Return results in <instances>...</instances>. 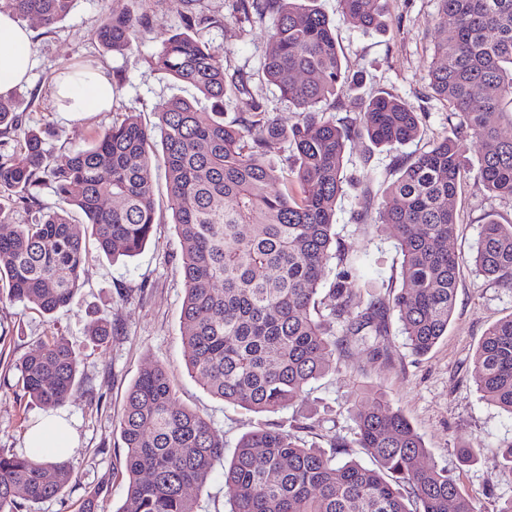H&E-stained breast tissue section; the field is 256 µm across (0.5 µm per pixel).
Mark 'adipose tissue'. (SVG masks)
Here are the masks:
<instances>
[{
    "label": "adipose tissue",
    "mask_w": 512,
    "mask_h": 512,
    "mask_svg": "<svg viewBox=\"0 0 512 512\" xmlns=\"http://www.w3.org/2000/svg\"><path fill=\"white\" fill-rule=\"evenodd\" d=\"M34 64L31 29L12 13L0 12V98L26 82ZM55 89L62 112H100L112 106V85L99 74L61 76Z\"/></svg>",
    "instance_id": "1"
}]
</instances>
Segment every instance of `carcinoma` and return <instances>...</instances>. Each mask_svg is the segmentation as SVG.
Segmentation results:
<instances>
[{
	"label": "carcinoma",
	"instance_id": "carcinoma-1",
	"mask_svg": "<svg viewBox=\"0 0 512 512\" xmlns=\"http://www.w3.org/2000/svg\"><path fill=\"white\" fill-rule=\"evenodd\" d=\"M243 18L273 15L265 81L290 100L301 119L285 127L261 109L241 75L227 76L222 57L202 40L215 23L191 16L152 65L192 88L172 98L152 128L133 115L98 133L92 143L58 161L42 131L22 129L0 101V223L13 209L28 215L0 235V282L10 301L45 316L70 305L81 287L85 245L71 222L74 211L99 250L114 258L139 254L156 224L155 137L163 146L170 208L180 244L185 287L182 336L191 376L224 403L271 414L301 397L308 385L340 368L336 353L354 341L375 356L376 343L396 314L411 351L428 353L448 335L460 259L448 248L458 221L454 200L467 164L457 141L471 138L483 152L477 177L491 192L512 198V139L500 125L512 113V0H437L441 37L428 71L434 97L451 109L453 133L412 154L374 202L359 200L363 224L396 232L403 280L388 299H356L357 259L338 241L336 201L347 184L352 143L409 144L423 133L421 113L381 91L365 99L359 79L342 66L335 24L314 0H237ZM76 0H3L19 18L36 16L47 29ZM344 19L366 29L385 26L382 0H340ZM138 21L125 13L105 17L96 30L103 48L128 50ZM354 104L336 120L325 113ZM244 100L246 111L227 121L224 97ZM212 102L209 112L199 99ZM291 154L277 164L283 145ZM49 183L54 207L33 189ZM110 198L106 208L103 199ZM339 271L328 291V315L316 311L325 269ZM476 271L512 284V224L493 217L481 226L472 258ZM342 329L330 337L328 321ZM86 335L102 344L111 326L92 321ZM23 396L45 409L77 390L79 363L68 340L51 334L15 364ZM472 378L488 402L512 415V315L492 324L473 357ZM354 444L374 467L347 459V444L308 445L294 431L263 425L241 437L224 467L230 512H476L448 471L423 460L428 451L408 419L384 395L350 410ZM128 477L118 512H197L190 490L203 487L224 459V437L213 424L173 400L165 367L156 364L129 388L119 421ZM78 475L67 461L37 450L0 448V512L59 497Z\"/></svg>",
	"mask_w": 512,
	"mask_h": 512
}]
</instances>
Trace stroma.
I'll return each instance as SVG.
<instances>
[{"instance_id": "35a3bbf8", "label": "stroma", "mask_w": 512, "mask_h": 512, "mask_svg": "<svg viewBox=\"0 0 512 512\" xmlns=\"http://www.w3.org/2000/svg\"><path fill=\"white\" fill-rule=\"evenodd\" d=\"M316 6L335 22L343 64L363 80L361 95L387 91L424 114L422 138L400 151L364 140L352 145L346 165L351 184L336 205V231L359 258L357 279L363 294L386 298L402 279L394 231L385 224L358 223V198L365 191L381 196L396 177L399 156L426 149L451 132L448 107L428 87L440 36L437 0H384L386 26L381 30L344 20L339 0H316ZM115 12L129 13L140 23L132 47L122 53L105 51L94 36L102 19ZM198 14L219 21L203 30L202 37L223 57L227 73L244 76L252 97L271 117L288 126L296 123V107L261 77L274 19L268 15L240 20L236 0H77L51 30L37 18H27L34 31L36 65L8 103L23 127L45 131L47 149L60 158L127 115L154 126L159 112L184 88L151 60L173 33L183 30L185 17ZM66 70L109 74L114 81L111 111H56L54 79ZM459 147L468 167L455 201L459 226L450 247L463 263L447 336L419 357L408 348L400 322L390 319L379 338L380 357L347 347L341 354L342 372L325 374L299 400L267 415L225 404L187 371L181 246L164 168L156 166L157 222L138 255L114 260L90 248L80 290L54 319L0 301V331L5 334L0 340V448L22 453L31 425L51 415L62 418L75 440L69 460L80 477L64 496L40 504L22 502L19 512H78L81 499L94 489L106 512H117L127 488L119 418L128 389L139 372L153 364L167 368L177 404L210 419L223 433L225 458L232 457L239 439L259 425L288 429L305 416L316 422L306 441L323 448L336 438L352 444L355 422L349 410L362 389L374 388L408 418L424 441L428 462L448 470L477 512H493L497 500L512 498V477L500 472L498 448L512 437V416L482 399L472 379L473 354L485 331L512 315V287L476 274L470 263L487 216L512 223V199L490 193L478 180V143L467 140ZM101 317L111 321L112 334L98 346L88 340L86 327ZM56 328L78 357L81 383L63 406L49 412L23 397L14 363ZM462 445L476 449L474 465H460L457 449Z\"/></svg>"}]
</instances>
